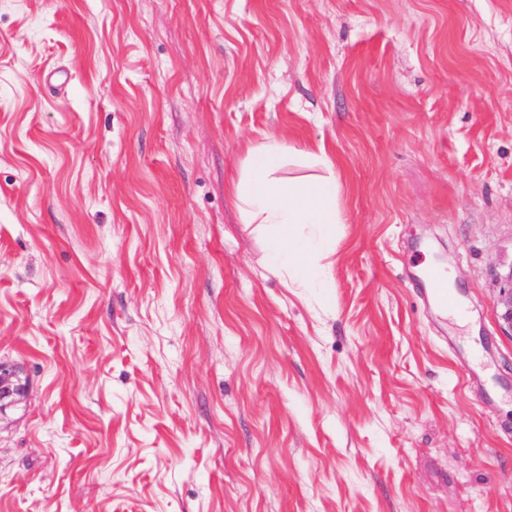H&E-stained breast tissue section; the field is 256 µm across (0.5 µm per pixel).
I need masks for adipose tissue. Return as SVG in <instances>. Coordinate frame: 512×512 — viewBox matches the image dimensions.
<instances>
[{"label": "adipose tissue", "instance_id": "adipose-tissue-1", "mask_svg": "<svg viewBox=\"0 0 512 512\" xmlns=\"http://www.w3.org/2000/svg\"><path fill=\"white\" fill-rule=\"evenodd\" d=\"M288 157L285 143L268 136L249 150L246 166L231 192L250 222L266 229L268 267L287 270L298 287L319 288L329 270L315 264L313 257L336 233V199L341 186L332 174L283 176Z\"/></svg>", "mask_w": 512, "mask_h": 512}]
</instances>
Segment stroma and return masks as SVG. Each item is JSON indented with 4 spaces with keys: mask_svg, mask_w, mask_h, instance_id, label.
<instances>
[{
    "mask_svg": "<svg viewBox=\"0 0 512 512\" xmlns=\"http://www.w3.org/2000/svg\"><path fill=\"white\" fill-rule=\"evenodd\" d=\"M270 135L325 287L230 194ZM511 269L512 0H0V512H512ZM427 277L430 283L433 285L432 294L436 299L438 305L448 310H453L456 307L455 298L452 294L448 293V281L442 277L441 274L436 270H429ZM497 308H500L502 329L507 336L512 337V269L502 279L499 288ZM28 395V383L21 382L15 371L0 367V412L21 403Z\"/></svg>",
    "mask_w": 512,
    "mask_h": 512,
    "instance_id": "1",
    "label": "stroma"
}]
</instances>
